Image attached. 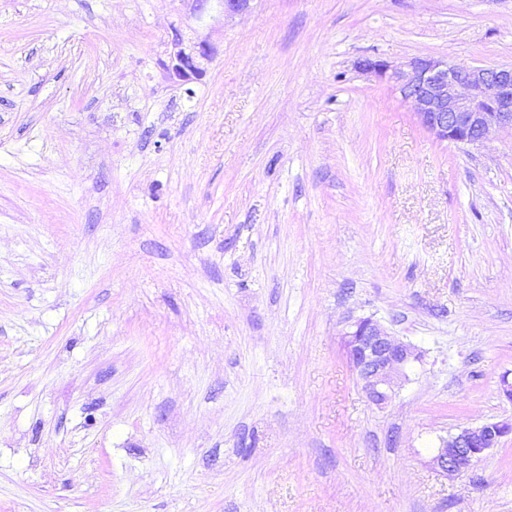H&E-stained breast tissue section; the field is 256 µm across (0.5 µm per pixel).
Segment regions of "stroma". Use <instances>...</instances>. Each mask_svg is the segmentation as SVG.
Returning <instances> with one entry per match:
<instances>
[{"mask_svg":"<svg viewBox=\"0 0 512 512\" xmlns=\"http://www.w3.org/2000/svg\"><path fill=\"white\" fill-rule=\"evenodd\" d=\"M415 57L512 64V0H0V512H512V434L427 463L512 421V133L360 68ZM213 48L205 41L194 44L190 48L183 47L182 40L176 37L168 60L163 62L165 77L172 82H188L200 79L205 70L201 61H209ZM346 355L369 400L382 408L407 379L409 366L420 360L419 349L395 339L372 318L352 322L343 334ZM512 432V422H487L477 427H460L457 432L440 440L429 464L449 478L466 473L501 439Z\"/></svg>","mask_w":512,"mask_h":512,"instance_id":"stroma-1","label":"stroma"}]
</instances>
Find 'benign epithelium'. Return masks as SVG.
Listing matches in <instances>:
<instances>
[{
    "label": "benign epithelium",
    "mask_w": 512,
    "mask_h": 512,
    "mask_svg": "<svg viewBox=\"0 0 512 512\" xmlns=\"http://www.w3.org/2000/svg\"><path fill=\"white\" fill-rule=\"evenodd\" d=\"M213 48L202 41L190 48L175 38L165 77L188 82L204 74ZM364 72L396 83L419 123L439 141L479 145L494 135L512 131V65L460 67L434 58L415 57L400 66L384 60H365ZM346 355L369 400L382 408L407 379L409 366L420 360L419 349L395 339L376 320L360 318L343 334ZM512 432V422H487L460 427L440 440L429 464L449 478L466 473L501 439Z\"/></svg>",
    "instance_id": "benign-epithelium-1"
}]
</instances>
